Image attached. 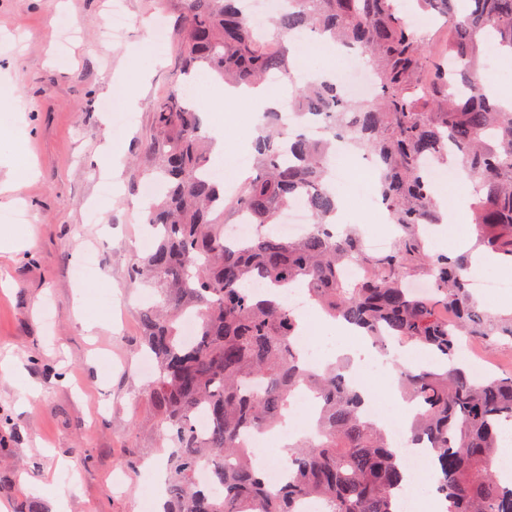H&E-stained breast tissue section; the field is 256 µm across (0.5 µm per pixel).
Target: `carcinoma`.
Returning <instances> with one entry per match:
<instances>
[{
  "label": "carcinoma",
  "instance_id": "carcinoma-1",
  "mask_svg": "<svg viewBox=\"0 0 512 512\" xmlns=\"http://www.w3.org/2000/svg\"><path fill=\"white\" fill-rule=\"evenodd\" d=\"M187 2L182 75L255 86L278 74L290 86L295 118H320L328 137L290 135L282 112L265 113L252 142L254 174L226 194L224 183L202 177L211 141L186 82L152 105L147 150L154 165L146 177L160 181L163 192L150 203L148 223L159 235L132 279L162 296L142 309L140 321L155 364L145 394L163 439L174 445L165 512H299L307 498L322 500L325 512H396L393 493L404 471L395 449L362 417L363 397L342 365L305 367L294 343L298 317L283 300L259 299L256 282L303 287L326 315L370 339L393 335L434 355L441 366L403 371L401 382L420 407L410 434L429 440L437 493L447 512H512V489L500 485L493 467L501 429L512 424V374L478 378L460 357L465 334L511 337L512 316L480 310L468 290V256L431 254L421 233L440 221L423 164L454 159L478 196V245L512 263V111L493 102L479 79L486 42L512 50V0H468L463 12L457 0H418L448 27L439 53L430 32L407 23L398 0H291L259 32L244 0ZM305 31L359 47L376 77L374 97H346L334 76L299 83L290 55ZM336 141L377 160L376 198L403 231L383 253L366 252L351 228L336 231ZM299 201L312 226L297 239L277 234L281 213ZM242 213L257 232L234 245L224 226ZM350 263L365 265L370 276L345 281L341 272ZM410 274L429 277L433 294L411 292ZM186 313L198 321L191 343L179 334ZM304 385L319 399L317 439L289 448L288 484L271 489L242 438L273 429ZM199 409L210 420L203 436L192 422ZM204 465L211 466L208 485L196 478Z\"/></svg>",
  "mask_w": 512,
  "mask_h": 512
}]
</instances>
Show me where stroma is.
<instances>
[{"label": "stroma", "mask_w": 512, "mask_h": 512, "mask_svg": "<svg viewBox=\"0 0 512 512\" xmlns=\"http://www.w3.org/2000/svg\"><path fill=\"white\" fill-rule=\"evenodd\" d=\"M0 0V96L18 109L0 117V176L4 161L32 166L15 195L0 194L3 217L18 212L34 243L0 252V356L22 362L15 382L0 380V512H53L65 493L68 512H139L142 467L165 463L134 362L141 344L139 313L158 302L154 288L130 280L151 250L141 207L144 173L153 164L151 105L181 70L184 0H124L130 25L122 39H99L112 0ZM81 37L59 51L60 20ZM122 77L137 97L113 94ZM205 130L223 128L227 159L250 155L260 116L249 106L229 112L220 90L194 84ZM116 167L97 165L105 144ZM346 223L361 235L398 237L375 205L373 185L342 182ZM97 255L93 276L74 275ZM111 327L88 341L75 314L79 294ZM35 384L40 399L21 403Z\"/></svg>", "instance_id": "35a3bbf8"}]
</instances>
